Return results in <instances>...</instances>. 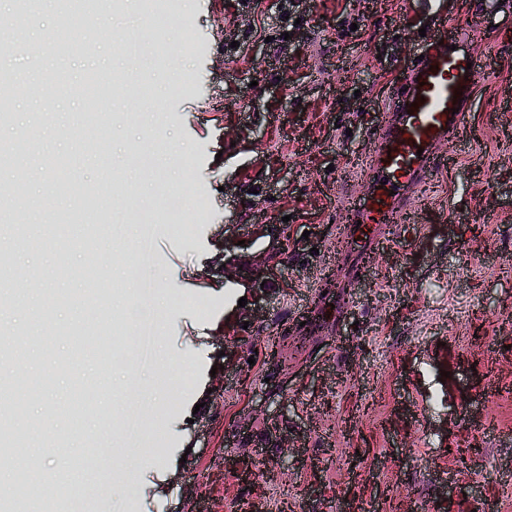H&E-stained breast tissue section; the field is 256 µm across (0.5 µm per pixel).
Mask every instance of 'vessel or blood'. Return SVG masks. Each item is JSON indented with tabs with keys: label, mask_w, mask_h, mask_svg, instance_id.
I'll list each match as a JSON object with an SVG mask.
<instances>
[{
	"label": "vessel or blood",
	"mask_w": 512,
	"mask_h": 512,
	"mask_svg": "<svg viewBox=\"0 0 512 512\" xmlns=\"http://www.w3.org/2000/svg\"><path fill=\"white\" fill-rule=\"evenodd\" d=\"M483 67L472 39L453 21L427 33L374 133L375 147L364 161L369 193L342 203L346 235L340 247L356 238L378 241L383 228L411 221L440 165L438 146L459 140L466 127Z\"/></svg>",
	"instance_id": "obj_1"
}]
</instances>
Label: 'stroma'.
Here are the masks:
<instances>
[{"label": "stroma", "instance_id": "stroma-1", "mask_svg": "<svg viewBox=\"0 0 512 512\" xmlns=\"http://www.w3.org/2000/svg\"><path fill=\"white\" fill-rule=\"evenodd\" d=\"M480 9L486 68L461 139L439 145L441 165L411 223L388 230L373 269L354 273L338 251L341 194L368 191L363 158L384 121L385 97L420 46L421 28ZM167 44L189 43L178 93L146 101L166 52L97 44L56 69L0 45L19 79L63 94L52 116L19 92L0 124V145L36 123V173L28 197L50 212L19 215L22 232L0 239L29 288L5 279L0 306L29 335L23 364L43 399L15 395L28 443L6 485L69 449L74 480L44 478L15 512H512V6L506 0H184ZM122 76L108 126L85 149L78 120L87 70ZM154 153L163 180L205 204L185 232L156 229L152 311L161 324L158 364L122 355L108 370L76 343H128L136 294L123 264L138 217L156 202L131 161ZM67 159L64 178L103 187L119 231L89 248L84 224L63 216L71 199L45 196V157ZM224 252V270L210 266ZM112 282L105 305L83 295L87 264ZM65 279H52L56 267ZM257 317L245 321L244 307ZM349 301V308L334 306ZM221 378L222 393L211 392ZM150 386L155 420L124 452L126 399ZM83 387L81 412L56 414ZM97 430L99 470L82 468ZM122 449L113 478L111 449ZM252 476L242 477L241 463ZM492 464L496 481L482 479ZM282 470L286 480L267 473Z\"/></svg>", "mask_w": 512, "mask_h": 512}]
</instances>
